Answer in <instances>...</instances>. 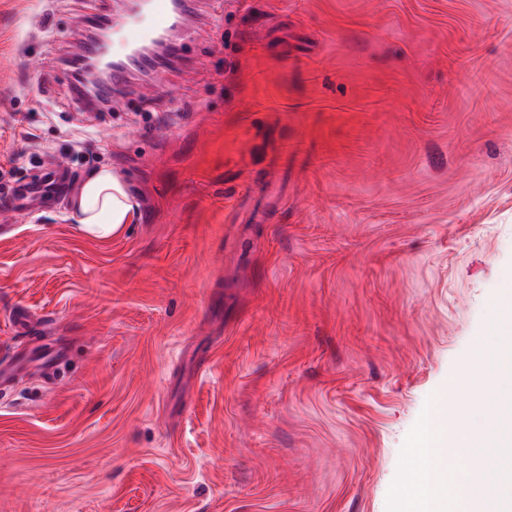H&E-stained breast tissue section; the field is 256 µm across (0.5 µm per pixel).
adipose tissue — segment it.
I'll return each mask as SVG.
<instances>
[{"instance_id": "ef3b65f1", "label": "adipose tissue", "mask_w": 512, "mask_h": 512, "mask_svg": "<svg viewBox=\"0 0 512 512\" xmlns=\"http://www.w3.org/2000/svg\"><path fill=\"white\" fill-rule=\"evenodd\" d=\"M69 207L72 218L87 236L107 239L133 220L138 204L121 176L102 167L83 180Z\"/></svg>"}]
</instances>
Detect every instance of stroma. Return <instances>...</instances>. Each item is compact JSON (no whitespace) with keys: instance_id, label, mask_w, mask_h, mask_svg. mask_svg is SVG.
<instances>
[{"instance_id":"35a3bbf8","label":"stroma","mask_w":512,"mask_h":512,"mask_svg":"<svg viewBox=\"0 0 512 512\" xmlns=\"http://www.w3.org/2000/svg\"><path fill=\"white\" fill-rule=\"evenodd\" d=\"M90 0H0V190L119 172L140 216L0 210V512H387L427 402L475 429L512 279V0H198L111 111ZM33 319L13 326L17 310Z\"/></svg>"}]
</instances>
